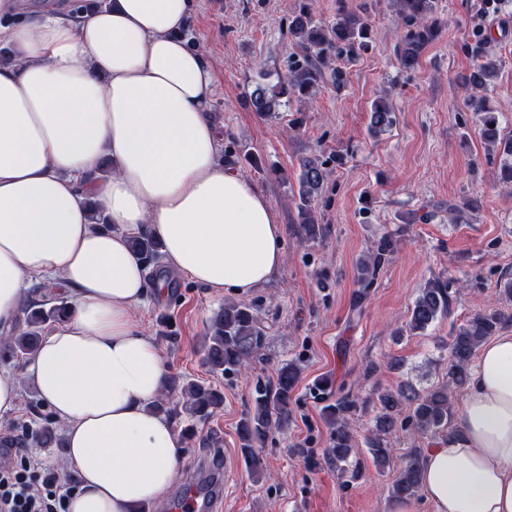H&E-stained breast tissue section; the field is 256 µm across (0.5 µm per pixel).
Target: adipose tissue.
<instances>
[{"mask_svg": "<svg viewBox=\"0 0 512 512\" xmlns=\"http://www.w3.org/2000/svg\"><path fill=\"white\" fill-rule=\"evenodd\" d=\"M194 0H107L79 23L0 0V328L26 283L69 311L27 369L79 475L67 512H139L178 477L182 443L152 404L167 367L133 318L149 289L134 237L196 284L244 294L284 261L268 199L220 160L215 79L182 31ZM104 223H93V211ZM433 512H512V332L482 344L456 434L426 449Z\"/></svg>", "mask_w": 512, "mask_h": 512, "instance_id": "obj_1", "label": "adipose tissue"}]
</instances>
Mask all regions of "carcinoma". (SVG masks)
Segmentation results:
<instances>
[{
	"label": "carcinoma",
	"instance_id": "carcinoma-1",
	"mask_svg": "<svg viewBox=\"0 0 512 512\" xmlns=\"http://www.w3.org/2000/svg\"><path fill=\"white\" fill-rule=\"evenodd\" d=\"M398 20L403 34L395 46L401 70L415 71L420 64L422 51L439 35L437 25L431 21L435 13V0H395ZM288 31L295 42L296 51L287 61V74L271 84L266 74L255 80L249 101L259 116L271 118L284 106L283 99L304 98L313 95L324 84L341 89L347 83L346 65L356 61L370 48L371 27L367 19L343 7L330 21L319 20L307 6L292 16ZM486 37L481 25L471 30L469 41L462 50L477 58V64L467 83L470 86L469 106L479 116L484 141L500 146L507 156L500 169V180L512 186V137L501 136L499 118L486 104L485 92L495 75L496 63L485 53ZM396 113L391 102L379 98L370 107L369 130L378 134L391 127ZM329 171L317 157L304 158L299 163L297 204L298 224L302 234L315 238L320 226L315 217L318 197ZM397 244L396 236L382 234L368 254L358 264L360 290L357 301H362L366 291L373 287L376 275L389 262ZM132 250L148 267L160 261V243L149 237H138L131 243ZM448 284L433 280L423 288L411 307L406 330L411 334L425 331L435 321L448 316ZM66 301L61 300L46 308L39 304L27 315L26 325L6 336H0V352L10 358L29 359L42 342L41 332L50 323L62 320ZM512 323V311L493 308L477 313L460 327L450 343L448 380L423 393L409 385L395 391L378 393L379 410L374 417V429L366 439L373 462L385 467L390 462L392 449L390 437L396 432L400 416L410 410L409 422L418 433L436 436L448 429V412L452 390H460L469 381V366L482 343L498 329ZM264 330L255 310L245 305L226 303L207 328L204 339L205 361L215 373L235 374L247 361L258 355L263 345ZM298 379V368L293 363L283 365L276 380L270 385L256 388L253 409L240 421L238 437L248 472L259 475L264 469L258 447L274 428H283L290 419L291 396ZM186 405L201 420H206L219 409L224 396L216 389L190 381L181 389ZM358 400L348 395L324 407L326 423L330 428L329 455L336 462L348 459L354 447V436L348 415L357 410ZM422 474L418 458L403 466L392 485V495L397 499H410L420 489Z\"/></svg>",
	"mask_w": 512,
	"mask_h": 512
}]
</instances>
